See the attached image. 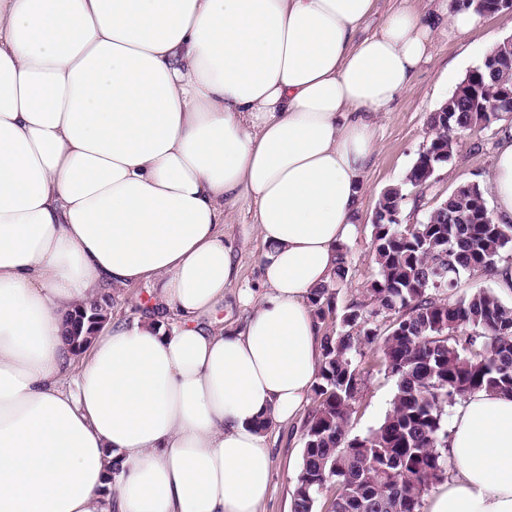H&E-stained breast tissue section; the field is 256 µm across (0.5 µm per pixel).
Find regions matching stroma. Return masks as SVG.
Returning a JSON list of instances; mask_svg holds the SVG:
<instances>
[{
	"label": "stroma",
	"instance_id": "35a3bbf8",
	"mask_svg": "<svg viewBox=\"0 0 512 512\" xmlns=\"http://www.w3.org/2000/svg\"><path fill=\"white\" fill-rule=\"evenodd\" d=\"M510 36L512 13L507 11L481 16L477 27L463 38L452 32H440L430 60L420 66L409 88L396 99L390 111L377 120V151L364 179L361 221L347 246L349 273L338 296V306L370 299L368 288L376 272L372 220L378 199L385 189L403 183L428 145L430 113L451 96L469 70L481 63L480 49L489 38L501 40ZM497 147V127L467 132L453 159L438 169L433 180L409 190L400 215L402 223L422 222L458 186L482 183L490 173ZM228 221V232L239 246L240 282L255 284L259 277L261 245L247 203H238ZM364 366L368 375L349 427L354 435L365 434L382 421L395 390V381L385 373L378 354H367ZM302 425V420L297 419L276 432L271 492L264 512H291L292 490L302 463Z\"/></svg>",
	"mask_w": 512,
	"mask_h": 512
}]
</instances>
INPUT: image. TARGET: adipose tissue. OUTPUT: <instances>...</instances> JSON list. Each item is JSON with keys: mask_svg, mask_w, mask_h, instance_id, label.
Returning a JSON list of instances; mask_svg holds the SVG:
<instances>
[{"mask_svg": "<svg viewBox=\"0 0 512 512\" xmlns=\"http://www.w3.org/2000/svg\"><path fill=\"white\" fill-rule=\"evenodd\" d=\"M0 0V512H262L309 403L373 116L467 0ZM485 188L512 221V126ZM253 204L257 286L225 216ZM148 284L76 355L67 313ZM235 290L240 325L221 314ZM427 512H512V394L459 404Z\"/></svg>", "mask_w": 512, "mask_h": 512, "instance_id": "1", "label": "adipose tissue"}]
</instances>
